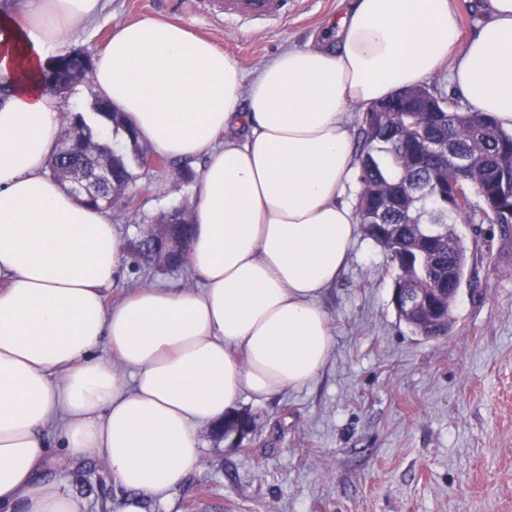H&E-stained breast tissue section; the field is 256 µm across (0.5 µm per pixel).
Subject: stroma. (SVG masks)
Here are the masks:
<instances>
[{
    "label": "stroma",
    "mask_w": 512,
    "mask_h": 512,
    "mask_svg": "<svg viewBox=\"0 0 512 512\" xmlns=\"http://www.w3.org/2000/svg\"><path fill=\"white\" fill-rule=\"evenodd\" d=\"M344 0H291L272 22L225 20L217 0H105L97 21L68 43L96 53L119 24L177 19L251 73L288 46L318 39ZM167 168L135 169L131 209L111 210L123 241L143 216L189 206L195 185ZM453 305L448 336L423 339L392 303L396 263L366 235L321 304L334 333L328 361L312 381L265 400L242 395L236 410L254 428L240 444L199 429L202 460L164 503L143 512H512V268L473 249ZM189 270L156 272L128 258L109 302L131 288L194 286ZM45 477L60 478L88 512H117L126 489L104 462L73 461L48 438Z\"/></svg>",
    "instance_id": "1"
}]
</instances>
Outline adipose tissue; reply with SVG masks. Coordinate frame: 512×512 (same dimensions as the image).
Wrapping results in <instances>:
<instances>
[{
    "label": "adipose tissue",
    "mask_w": 512,
    "mask_h": 512,
    "mask_svg": "<svg viewBox=\"0 0 512 512\" xmlns=\"http://www.w3.org/2000/svg\"><path fill=\"white\" fill-rule=\"evenodd\" d=\"M488 9L467 37L454 0H352L325 39L250 76L181 21L118 25L93 61L98 94L158 153L204 167L187 255L199 288L141 286L112 304L121 233L49 175L63 103L41 86L102 0L0 7V512H84L38 476L52 429L129 491L119 512L168 501L202 425L324 368L321 298L359 231L340 200L359 169L347 114L446 67L463 104L511 130L512 0Z\"/></svg>",
    "instance_id": "obj_1"
}]
</instances>
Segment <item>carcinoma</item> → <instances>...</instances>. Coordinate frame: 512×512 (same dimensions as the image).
I'll use <instances>...</instances> for the list:
<instances>
[{"mask_svg":"<svg viewBox=\"0 0 512 512\" xmlns=\"http://www.w3.org/2000/svg\"><path fill=\"white\" fill-rule=\"evenodd\" d=\"M56 80L73 87L87 72L72 64V53L56 60ZM445 112H385L387 103L373 106L362 120L357 217L365 234L396 262V288H416L427 295L419 311L401 306L399 320L426 339L448 335L454 319L452 306L457 288L464 283L468 248L456 224L480 211L488 228L476 245L498 261L512 260V131L501 128L487 113L463 110L450 98ZM94 113L112 127V136L127 135L126 149L116 151L102 142L99 132L83 114L70 112L61 141H70L68 152L58 150L49 162V173L63 184L78 176L91 182L85 202L108 210L125 208L126 190L133 180V166L150 155L136 133L126 127L125 116L108 101L94 98ZM465 155L467 167L455 165ZM395 170L384 175L382 162ZM110 177L99 184L100 170ZM183 223H169V212L143 217L146 227L131 242L136 257L158 271L187 266L181 242L192 236L188 209L178 208ZM438 216L440 229L429 230L426 213Z\"/></svg>","mask_w":512,"mask_h":512,"instance_id":"carcinoma-1","label":"carcinoma"}]
</instances>
